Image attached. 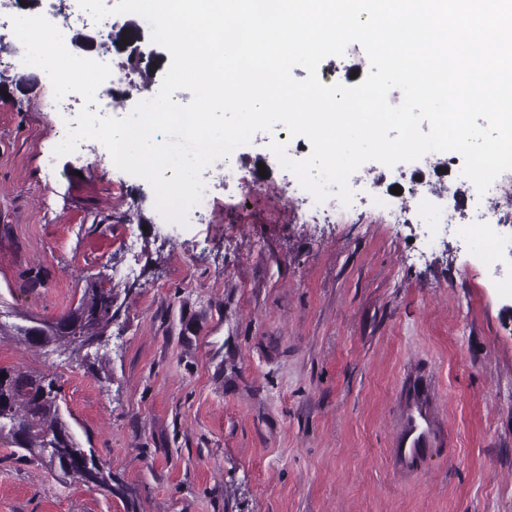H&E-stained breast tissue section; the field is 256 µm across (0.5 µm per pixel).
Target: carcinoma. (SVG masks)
Returning a JSON list of instances; mask_svg holds the SVG:
<instances>
[{
	"mask_svg": "<svg viewBox=\"0 0 512 512\" xmlns=\"http://www.w3.org/2000/svg\"><path fill=\"white\" fill-rule=\"evenodd\" d=\"M143 31L135 18L112 28V49L124 56L122 66L141 73L145 81L156 78L161 63L148 57L137 59L120 49ZM112 278L88 281L76 306L54 320L21 316L27 324L7 325L0 321V339L11 337L22 344L45 351L69 352L89 368L106 362V355L90 356L88 346L107 335L114 312L113 288L105 286ZM60 387L55 378L38 372H21L0 367V399L12 403V413L0 420V434L7 433L18 448L59 474L112 491V473L101 468L94 455L80 446L63 420L58 402Z\"/></svg>",
	"mask_w": 512,
	"mask_h": 512,
	"instance_id": "cac0c4a2",
	"label": "carcinoma"
}]
</instances>
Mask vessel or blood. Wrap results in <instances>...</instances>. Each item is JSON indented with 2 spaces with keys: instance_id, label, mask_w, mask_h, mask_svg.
<instances>
[{
  "instance_id": "vessel-or-blood-1",
  "label": "vessel or blood",
  "mask_w": 512,
  "mask_h": 512,
  "mask_svg": "<svg viewBox=\"0 0 512 512\" xmlns=\"http://www.w3.org/2000/svg\"><path fill=\"white\" fill-rule=\"evenodd\" d=\"M445 441V430L434 414L430 396L412 393L406 396L397 426L393 464L407 479L421 475L422 457Z\"/></svg>"
}]
</instances>
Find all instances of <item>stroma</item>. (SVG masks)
I'll list each match as a JSON object with an SVG mask.
<instances>
[{
  "label": "stroma",
  "mask_w": 512,
  "mask_h": 512,
  "mask_svg": "<svg viewBox=\"0 0 512 512\" xmlns=\"http://www.w3.org/2000/svg\"><path fill=\"white\" fill-rule=\"evenodd\" d=\"M0 110V301L53 319L111 276L109 360L0 340L44 372L112 491L59 479L0 436V512H512V293L464 243L359 208L313 223L288 173L246 144L267 194L212 188L203 224H162L147 181L57 157L53 88L16 55ZM436 384L448 443L404 482L390 466L401 377Z\"/></svg>",
  "instance_id": "stroma-1"
}]
</instances>
